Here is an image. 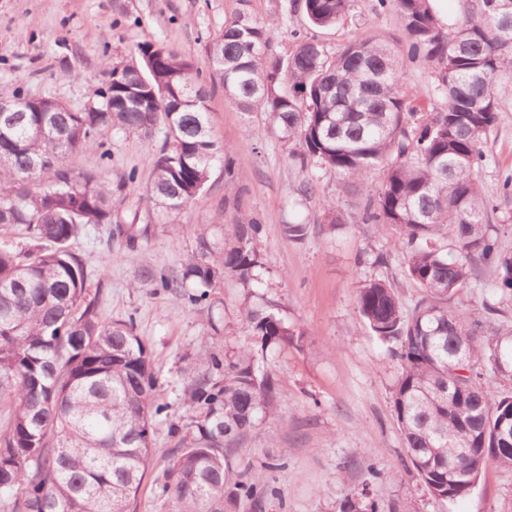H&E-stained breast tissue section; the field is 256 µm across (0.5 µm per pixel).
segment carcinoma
Returning <instances> with one entry per match:
<instances>
[{
    "mask_svg": "<svg viewBox=\"0 0 512 512\" xmlns=\"http://www.w3.org/2000/svg\"><path fill=\"white\" fill-rule=\"evenodd\" d=\"M354 0H302L313 28H329ZM403 39L367 36L335 53L304 34L291 51L273 50L277 23L259 20L250 0L210 38L209 81L197 64L163 41L138 48L127 62L103 64L93 107L64 112L40 98L37 110L0 113V224L23 225L28 241L0 244V512H135L156 451L153 422L166 411L151 354L133 319L104 320L99 293L87 289L84 264L69 242L87 224H106L130 246L132 225L117 221L136 182L131 170L113 182L75 172L65 155L103 146L101 131L149 137L165 129L150 158L144 199L166 214L182 213L218 165L235 161L208 125V85L245 112L259 110L284 143L296 146L301 168L336 177L344 192L380 183L354 221L390 224L404 274L419 296L402 303L389 280L359 281L356 305L372 336L396 358V422L408 460L433 498L468 495L490 466L512 469V325L483 301L472 317L450 305L474 274L472 259L493 264L500 299H512V253L485 223L488 202L478 173L498 120L497 81L512 65V11L474 0L445 24L431 0H391ZM418 62L444 99L429 108L404 79ZM26 182L33 192H17ZM263 225L237 224L219 256L184 265L180 277L147 274L158 288L192 304L231 278L261 284L257 242ZM251 338L235 354L209 352L191 381L188 400L199 416L172 423L170 465L161 494L176 512H235L238 505L278 498L273 464L229 483L224 443L275 415L278 391L262 362L306 332L276 314L248 309ZM464 353L458 354L459 346ZM494 377L493 394L485 381ZM340 512H417L408 501L378 504L366 491Z\"/></svg>",
    "mask_w": 512,
    "mask_h": 512,
    "instance_id": "1",
    "label": "carcinoma"
}]
</instances>
